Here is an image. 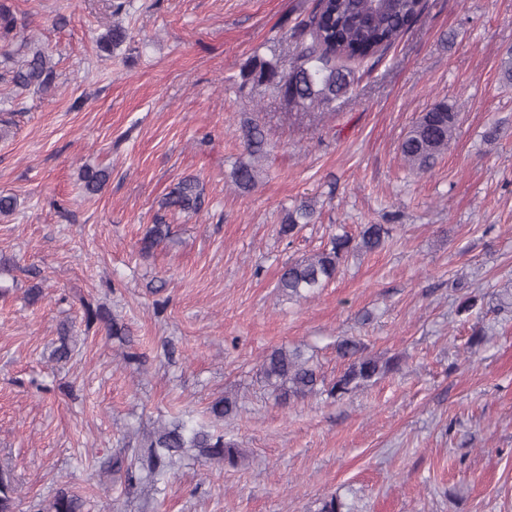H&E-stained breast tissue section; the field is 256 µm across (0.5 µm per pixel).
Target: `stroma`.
<instances>
[{
    "instance_id": "stroma-1",
    "label": "stroma",
    "mask_w": 512,
    "mask_h": 512,
    "mask_svg": "<svg viewBox=\"0 0 512 512\" xmlns=\"http://www.w3.org/2000/svg\"><path fill=\"white\" fill-rule=\"evenodd\" d=\"M14 39L48 48L57 79L16 91L0 63V468L23 504L60 485L86 512H317L339 496L352 512H512V0H423L378 61L329 116L302 115L242 72L299 49L284 33L313 0H6ZM131 38L96 41L112 21ZM457 107L455 141L415 175L402 137L434 102ZM259 123L263 175L230 181L245 159L241 126ZM106 169L85 196L79 171ZM202 182L195 214L161 213L185 176ZM315 204L316 223L282 240L284 210ZM170 238L139 240L156 214ZM389 224L384 249L349 256L315 298L275 288L282 265L340 231ZM45 293L28 304L25 291ZM477 297L480 314H458ZM102 304L129 331L119 343L85 326ZM77 351L50 358L61 325ZM486 341L470 352L474 327ZM348 336L399 371L342 399L279 405L261 379L274 347H301L325 378ZM140 354L137 363L126 353ZM234 395L225 437L235 468L184 459L141 494L99 472L123 437L184 413L206 417Z\"/></svg>"
}]
</instances>
